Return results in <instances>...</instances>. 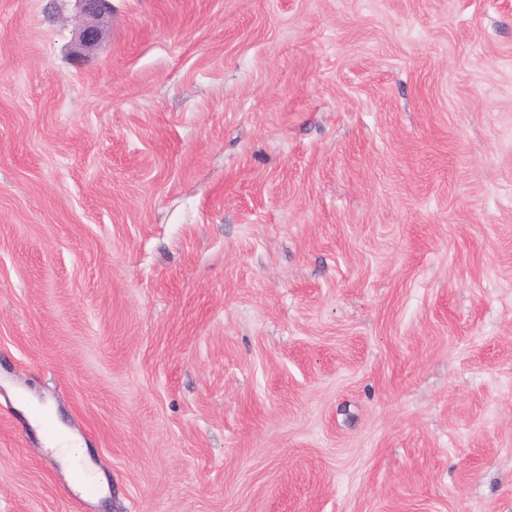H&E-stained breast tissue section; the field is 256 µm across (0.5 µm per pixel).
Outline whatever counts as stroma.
<instances>
[{"label":"stroma","instance_id":"stroma-1","mask_svg":"<svg viewBox=\"0 0 512 512\" xmlns=\"http://www.w3.org/2000/svg\"><path fill=\"white\" fill-rule=\"evenodd\" d=\"M76 14L0 0V512H512V0ZM79 24L75 31L74 52L82 55L95 49L105 36V23L112 13V0H74ZM51 420L53 429L49 431L45 443L60 461L70 480L78 486L96 480L95 473L83 463L84 446L76 442L70 430L57 420L56 415Z\"/></svg>","mask_w":512,"mask_h":512}]
</instances>
